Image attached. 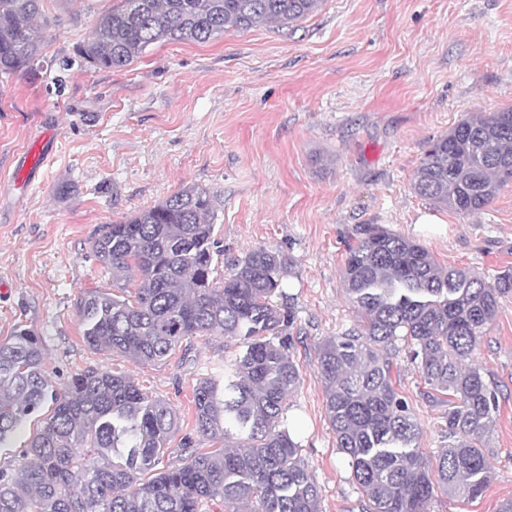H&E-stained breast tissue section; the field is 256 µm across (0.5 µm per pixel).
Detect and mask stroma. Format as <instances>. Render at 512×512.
<instances>
[{"mask_svg": "<svg viewBox=\"0 0 512 512\" xmlns=\"http://www.w3.org/2000/svg\"><path fill=\"white\" fill-rule=\"evenodd\" d=\"M115 0H50L46 67L0 77V341L17 327L39 338L49 381L60 387L94 368L133 378L181 416L163 464L177 466L198 433L193 388L242 352L222 336H193L167 361L140 365L90 350L78 303L112 291V272L90 246L189 186L213 193L215 275L249 250L289 261L283 290L300 384L285 423L320 492V512H364L325 410L315 352L357 317L342 288L346 249L362 224L425 246L444 266L490 279L512 267V184L480 213L434 208L411 178L432 139L467 113L512 106V0H322L293 27L227 31L204 43L161 41L131 65L98 70L75 55ZM51 132L35 178L14 172L28 144ZM406 342L392 357L395 386L435 457L448 444V406L432 397ZM498 392L492 478L476 498L435 492L427 512H498L512 499V296L475 352Z\"/></svg>", "mask_w": 512, "mask_h": 512, "instance_id": "1", "label": "stroma"}]
</instances>
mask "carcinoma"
<instances>
[{
  "mask_svg": "<svg viewBox=\"0 0 512 512\" xmlns=\"http://www.w3.org/2000/svg\"><path fill=\"white\" fill-rule=\"evenodd\" d=\"M321 0H118L79 47L98 70L130 65L153 44L206 42L228 30L292 25ZM45 0H0V75L38 70ZM512 182V107L472 112L432 141L412 188L436 206L475 214ZM214 196L184 188L92 243L112 269L117 295L92 290L79 302L89 348L141 364L168 359L189 336L239 341L224 374L193 388L197 431L223 446L161 470L180 415L128 376L86 369L60 388L48 384L40 340L17 329L0 342V447L32 415L49 414L22 448V463L0 468V512H200L220 498L231 512H319V491L300 448L282 427L299 369L288 345L289 307L275 305L288 258L259 247L213 277ZM342 285L359 327L316 350L336 448L349 457L365 512H425L440 489L476 498L489 483L486 448L499 409L496 389L473 363L512 268L491 281L444 267L423 245L380 224H363L348 245ZM431 389L448 396V448L429 462L422 428L394 385L395 342ZM115 455L117 460L110 459Z\"/></svg>",
  "mask_w": 512,
  "mask_h": 512,
  "instance_id": "1",
  "label": "carcinoma"
}]
</instances>
